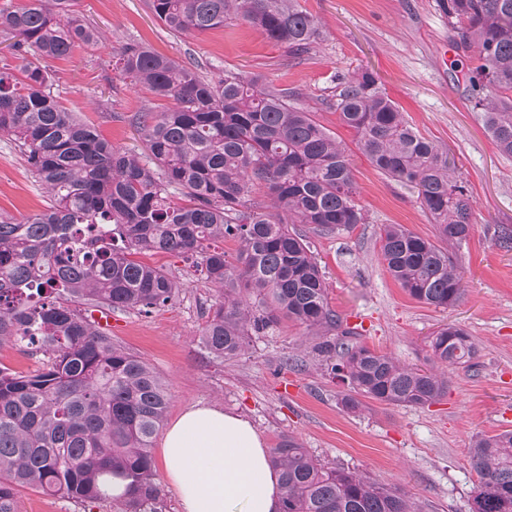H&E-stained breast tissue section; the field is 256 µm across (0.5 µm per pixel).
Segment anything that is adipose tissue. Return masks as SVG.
Instances as JSON below:
<instances>
[{
  "instance_id": "ef3b65f1",
  "label": "adipose tissue",
  "mask_w": 512,
  "mask_h": 512,
  "mask_svg": "<svg viewBox=\"0 0 512 512\" xmlns=\"http://www.w3.org/2000/svg\"><path fill=\"white\" fill-rule=\"evenodd\" d=\"M162 462L182 512H280L282 490L269 451L241 416L191 407L166 430Z\"/></svg>"
}]
</instances>
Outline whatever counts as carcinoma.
Here are the masks:
<instances>
[{
  "instance_id": "carcinoma-1",
  "label": "carcinoma",
  "mask_w": 512,
  "mask_h": 512,
  "mask_svg": "<svg viewBox=\"0 0 512 512\" xmlns=\"http://www.w3.org/2000/svg\"><path fill=\"white\" fill-rule=\"evenodd\" d=\"M77 0H12L0 5V134L12 138L46 190L45 210L23 222L0 213V345L36 349L42 367L18 373L0 365V512H18L30 488L76 503L112 499L125 482L121 512H161L153 441L170 403L165 381L144 359L112 342L71 308L149 312L174 298L177 282L135 255H198L201 272L224 295L202 333L217 358L244 354L251 336L288 320L317 334L336 354L347 386L341 404L362 399L424 406L448 392L445 369L477 355L452 324L428 338L430 368L407 366L361 343L330 307L321 267L306 236L365 223L347 147L298 107L297 93L259 87L224 71L201 78L139 43L113 53V67L154 97L162 111L138 113L146 154L112 147L65 111L43 65L82 45L97 30ZM171 32H202L232 18L259 29L299 57L318 36L298 0H152ZM457 48L474 53L467 68L474 108L499 151L512 156V0H443ZM354 132L377 170L410 186L438 228L461 246L472 230V204L448 150L422 136L364 69L338 78L326 101ZM267 189L270 204L252 197ZM239 243L235 258L212 246ZM380 257L408 295L448 308L463 294L455 252L402 224L380 228ZM479 477L473 512H512V431L476 437L469 449ZM280 476L281 512H413L400 490L344 468L328 467L294 437L270 449Z\"/></svg>"
}]
</instances>
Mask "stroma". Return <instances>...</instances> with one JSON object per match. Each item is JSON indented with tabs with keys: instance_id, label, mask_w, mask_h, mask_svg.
<instances>
[{
	"instance_id": "stroma-1",
	"label": "stroma",
	"mask_w": 512,
	"mask_h": 512,
	"mask_svg": "<svg viewBox=\"0 0 512 512\" xmlns=\"http://www.w3.org/2000/svg\"><path fill=\"white\" fill-rule=\"evenodd\" d=\"M317 21L308 53L294 58L239 20L201 34H173L152 0H78L98 45L65 60H47L54 91L69 111L92 123L119 149L143 150L135 120L150 95L108 67L115 49L142 42L201 75L232 69L265 88L291 89L298 104L346 144L366 221L320 234L302 226L325 275L331 308L357 332V342L399 362L425 366L426 340L438 327L465 329L478 353L470 369L451 372L448 393L426 406L366 401L352 412L340 403L344 386L321 354L319 337L287 323L253 335L247 352L220 359L201 336L221 293L181 255L145 252L179 291L167 305L142 313H112L114 343L146 360L167 382L165 417L173 423L202 403L248 419L274 446L290 435L330 467L350 469L400 489L415 512H471L478 477L468 450L479 435L512 431V249L496 242L512 228V157L499 152L467 91V60L449 38L440 0H299ZM367 68L376 73L404 117L447 148L473 200L470 236L457 250L465 288L453 307L412 299L388 274L379 254V228L401 224L437 240L416 192L378 172L325 101L335 77ZM46 207L14 142L0 135V212L18 220ZM20 512H118L117 501L80 505L30 489L18 493Z\"/></svg>"
}]
</instances>
